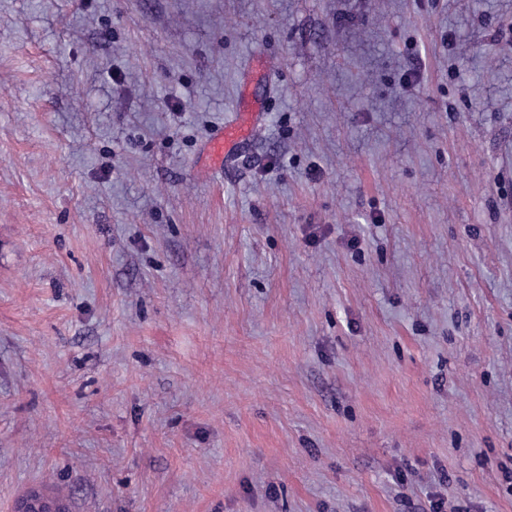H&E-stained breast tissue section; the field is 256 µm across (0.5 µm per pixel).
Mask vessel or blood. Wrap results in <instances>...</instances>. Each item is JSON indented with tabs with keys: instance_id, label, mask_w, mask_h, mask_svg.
Segmentation results:
<instances>
[{
	"instance_id": "vessel-or-blood-1",
	"label": "vessel or blood",
	"mask_w": 512,
	"mask_h": 512,
	"mask_svg": "<svg viewBox=\"0 0 512 512\" xmlns=\"http://www.w3.org/2000/svg\"><path fill=\"white\" fill-rule=\"evenodd\" d=\"M263 122V106L259 100L243 97L236 114L224 126L214 130L205 145L212 168L220 169L232 163L239 148Z\"/></svg>"
}]
</instances>
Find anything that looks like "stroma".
<instances>
[{
	"instance_id": "1",
	"label": "stroma",
	"mask_w": 512,
	"mask_h": 512,
	"mask_svg": "<svg viewBox=\"0 0 512 512\" xmlns=\"http://www.w3.org/2000/svg\"><path fill=\"white\" fill-rule=\"evenodd\" d=\"M32 490L512 512V0H0V512ZM263 122V106L259 100L250 98L246 92L236 114L214 130L205 144V153L211 168L222 169L232 163L237 151Z\"/></svg>"
}]
</instances>
